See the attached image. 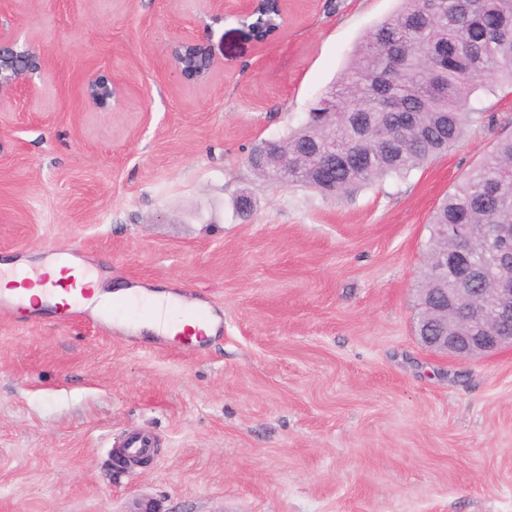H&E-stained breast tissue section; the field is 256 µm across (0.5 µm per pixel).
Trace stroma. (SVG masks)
Segmentation results:
<instances>
[{
  "instance_id": "35a3bbf8",
  "label": "stroma",
  "mask_w": 512,
  "mask_h": 512,
  "mask_svg": "<svg viewBox=\"0 0 512 512\" xmlns=\"http://www.w3.org/2000/svg\"><path fill=\"white\" fill-rule=\"evenodd\" d=\"M400 6L288 0L260 42L206 0H0L48 62L39 102L0 108V256L73 247L102 289L224 318L194 350L0 316V512H512V350L463 363L413 329L430 216L512 133V91L474 96L490 120L446 155L346 198L248 161ZM175 34L208 39V85L166 66ZM92 75L116 79L111 108L83 103ZM135 429L157 451L124 469Z\"/></svg>"
}]
</instances>
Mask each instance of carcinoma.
I'll use <instances>...</instances> for the list:
<instances>
[{"instance_id":"obj_1","label":"carcinoma","mask_w":512,"mask_h":512,"mask_svg":"<svg viewBox=\"0 0 512 512\" xmlns=\"http://www.w3.org/2000/svg\"><path fill=\"white\" fill-rule=\"evenodd\" d=\"M277 19L269 0L253 27L264 36ZM505 85L512 87V0H404L363 37L310 121L272 142L270 153L288 156V184L349 196L448 152L486 118L472 97ZM329 155L336 157L330 177ZM440 224L448 225V250L478 269L469 282L448 274V287L500 288L512 277L492 233L495 224H512V136L437 207L428 255L437 250Z\"/></svg>"}]
</instances>
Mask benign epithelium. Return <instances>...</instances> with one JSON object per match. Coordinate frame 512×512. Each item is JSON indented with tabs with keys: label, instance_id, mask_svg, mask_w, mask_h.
Wrapping results in <instances>:
<instances>
[{
	"label": "benign epithelium",
	"instance_id": "1",
	"mask_svg": "<svg viewBox=\"0 0 512 512\" xmlns=\"http://www.w3.org/2000/svg\"><path fill=\"white\" fill-rule=\"evenodd\" d=\"M263 0H209L210 11H229L240 18L256 14ZM169 67L193 85L208 84L216 62L203 39L173 38L169 44ZM47 61L15 35L0 33V106L18 98H41ZM116 82L104 76H91L82 86L88 107L104 110L112 105ZM457 256L444 250L434 261L437 275L446 280L455 269ZM444 297H431L425 312L417 320L422 344L435 351L449 353L460 361L475 356L512 349V279L492 289L486 299L483 288H444Z\"/></svg>",
	"mask_w": 512,
	"mask_h": 512
}]
</instances>
